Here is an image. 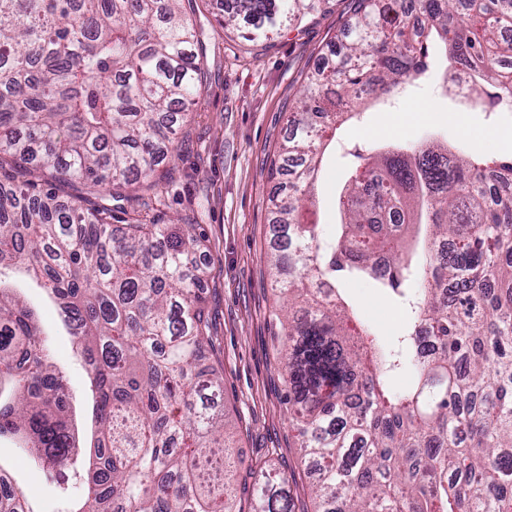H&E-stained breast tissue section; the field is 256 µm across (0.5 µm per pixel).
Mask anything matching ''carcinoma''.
I'll use <instances>...</instances> for the list:
<instances>
[{"label": "carcinoma", "mask_w": 512, "mask_h": 512, "mask_svg": "<svg viewBox=\"0 0 512 512\" xmlns=\"http://www.w3.org/2000/svg\"><path fill=\"white\" fill-rule=\"evenodd\" d=\"M183 0H0V269L22 265L58 301L97 393L98 438L79 431L35 312L0 286V439L59 487L53 512H243L224 413L199 363L209 342L202 237L113 203L158 193L178 130L202 95L197 26ZM325 0H230L224 25L268 35ZM346 38L306 76L273 169V248L291 422L320 478L315 512H512V157L431 140L381 144L347 171L336 233L304 219L329 134L425 76L438 43L468 71L472 107L512 98V0H351ZM494 15L480 30L457 15ZM77 187L60 200L56 185ZM385 252L380 270L375 255ZM391 296V338L348 332L339 282ZM83 480L75 507L67 470ZM249 512H292L290 481L256 470ZM0 512H32L0 494Z\"/></svg>", "instance_id": "obj_1"}]
</instances>
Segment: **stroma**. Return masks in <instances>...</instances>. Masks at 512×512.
Returning <instances> with one entry per match:
<instances>
[{"label":"stroma","mask_w":512,"mask_h":512,"mask_svg":"<svg viewBox=\"0 0 512 512\" xmlns=\"http://www.w3.org/2000/svg\"><path fill=\"white\" fill-rule=\"evenodd\" d=\"M223 8L224 0H212L210 10L194 16L203 44L204 95L180 131L184 145L168 191L144 206L155 223L182 220L196 225L205 240L193 257L209 270L204 297L213 347L206 350L205 361L224 372L220 407L239 459L235 473L241 508H248L253 489L250 467L262 462L294 475V512H312L309 486L317 472L297 453L277 352L281 328L267 254L274 234L269 199L279 179L270 167L288 133V109L296 104L302 78L326 54L327 42L342 36L351 0H329L325 11L309 15L301 26H286L273 38L254 41L218 23ZM460 115L467 130L454 122ZM432 138L458 149L480 142L483 157L507 156L512 154V116L465 105L444 90L436 71L400 90L394 103L366 110L337 133L319 176L318 218L325 233H334L339 222L336 198L345 171L360 165L377 145H416ZM144 206L132 202L128 208ZM4 278L36 310L52 360L67 381L83 446L93 448L95 396L56 302L24 274L11 270ZM342 286L382 334L398 328L396 308L367 283L348 279ZM0 467L10 471L15 489L39 512H51L55 483L5 441L0 442Z\"/></svg>","instance_id":"1"}]
</instances>
